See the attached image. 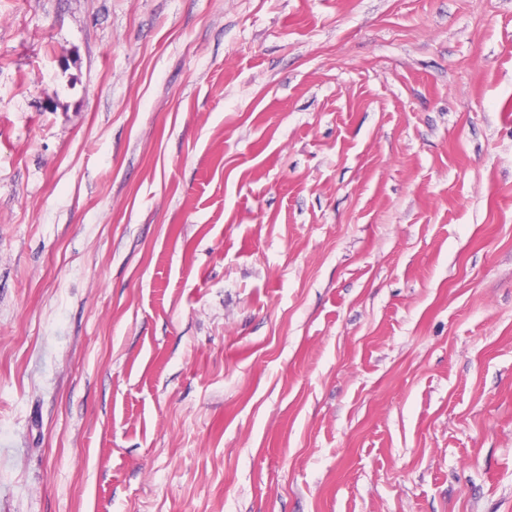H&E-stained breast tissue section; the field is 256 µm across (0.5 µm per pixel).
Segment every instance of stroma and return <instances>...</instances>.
<instances>
[{"label": "stroma", "instance_id": "obj_1", "mask_svg": "<svg viewBox=\"0 0 512 512\" xmlns=\"http://www.w3.org/2000/svg\"><path fill=\"white\" fill-rule=\"evenodd\" d=\"M0 512H512V0H0Z\"/></svg>", "mask_w": 512, "mask_h": 512}]
</instances>
